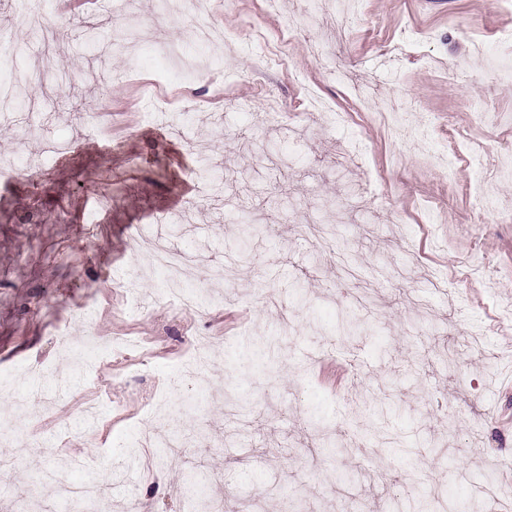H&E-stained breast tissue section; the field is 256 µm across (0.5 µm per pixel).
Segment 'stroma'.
<instances>
[{
    "mask_svg": "<svg viewBox=\"0 0 512 512\" xmlns=\"http://www.w3.org/2000/svg\"><path fill=\"white\" fill-rule=\"evenodd\" d=\"M133 2L144 40L113 54L114 31ZM295 16L301 37L288 39ZM211 24L229 49L198 51L193 19L158 0H93L55 15L57 82L0 103V157L19 160L40 185H0V378L28 408L14 423L0 463L19 460L0 490V512H67L31 480L63 466L68 483L108 489V512H191L187 472L208 476L207 494L229 512H412L415 478L437 512H468L474 501L512 499V171L486 183L484 223H468L475 145L497 147L512 130V0H213ZM349 68L351 83L319 66L311 43ZM399 43V55L387 46ZM184 47L202 75L187 77L167 45ZM286 53L287 64L273 65ZM40 33L0 13V86L43 57ZM158 83L170 109L146 119L141 96ZM367 86L366 111L353 86ZM316 88L345 122L310 116L306 87ZM399 98L400 126L378 111ZM96 104L104 134L85 116ZM222 136H214V126ZM461 132L449 142V129ZM204 207L192 209L199 187ZM112 197L100 209L98 191ZM262 218L276 234L243 240L240 227ZM200 254L192 275L210 305L186 310L164 300L160 275H146L143 316L115 280L132 250L148 254L154 234ZM228 268L229 280L209 278ZM91 308L96 338L122 336L149 354H94L77 315ZM362 329L339 330L346 309ZM231 339L207 366L218 393L201 400L185 368L198 338ZM259 336L279 338L250 381L236 371ZM337 360L350 386L318 377ZM53 369L50 378L28 373ZM168 396L172 426L202 429L177 454L156 448L147 468L124 449L150 433L147 407ZM247 396L225 410L223 390ZM390 428L409 434L413 454L380 448L325 456L309 425L318 417L342 441L358 437L367 404ZM68 432L66 447L56 445ZM489 472L491 491L475 477Z\"/></svg>",
    "mask_w": 512,
    "mask_h": 512,
    "instance_id": "obj_1",
    "label": "stroma"
}]
</instances>
